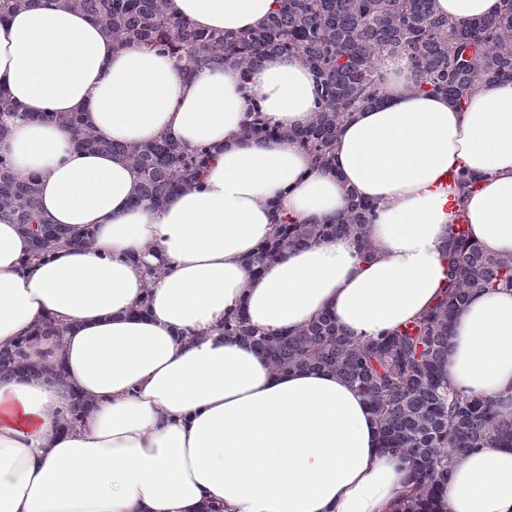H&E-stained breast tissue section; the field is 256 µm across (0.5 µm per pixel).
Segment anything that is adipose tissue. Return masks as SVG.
Listing matches in <instances>:
<instances>
[{
    "mask_svg": "<svg viewBox=\"0 0 512 512\" xmlns=\"http://www.w3.org/2000/svg\"><path fill=\"white\" fill-rule=\"evenodd\" d=\"M283 0H169L198 27L261 28ZM378 106L342 126L328 168L280 140H244L252 106L282 130L306 126L319 97L298 59L250 72H181L165 55L114 46L100 23L36 0L0 22V89L21 111L81 113L125 146L169 134L212 157L200 187L161 205L139 200L122 158L78 148L33 120L0 140L20 176H40L41 213L91 245L31 261L32 243L0 216V346L46 322L32 361L62 376L0 378V512H391L410 464L381 446L361 392L329 370L275 373L251 343L224 335L244 311L262 336L330 313L357 340L394 332L446 286L456 211L487 253L512 255V82L463 104L410 86L407 59L386 61ZM476 179L457 199L450 172ZM370 202L374 251L352 238L309 244L253 275L247 260L278 220L329 222L349 198ZM162 268L146 284L145 266ZM148 307L136 313L144 290ZM447 373L512 413V289L474 291L455 316ZM84 422L64 416L76 396ZM445 512H512V448L459 458Z\"/></svg>",
    "mask_w": 512,
    "mask_h": 512,
    "instance_id": "adipose-tissue-1",
    "label": "adipose tissue"
}]
</instances>
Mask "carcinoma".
Here are the masks:
<instances>
[{"instance_id": "obj_1", "label": "carcinoma", "mask_w": 512, "mask_h": 512, "mask_svg": "<svg viewBox=\"0 0 512 512\" xmlns=\"http://www.w3.org/2000/svg\"><path fill=\"white\" fill-rule=\"evenodd\" d=\"M102 24L112 44L137 45L171 56L190 73L200 66L232 63L249 71L274 55L293 56L308 67L322 88L310 123L298 131L268 124L259 108L244 127L245 139L280 137L305 150L313 166L329 165L337 136L352 113L380 99L381 60L403 57L416 75L415 90L443 94L460 103L483 84L512 81V0H502L496 15L458 25L434 10V0H283L258 30L226 35L203 32L186 17L168 12L167 0H60ZM42 121L72 131L78 147L115 153L139 177L142 198L159 205L172 193L201 183L209 150L188 149L162 135L142 145L114 144L83 125L76 112L47 111ZM27 114L0 92V140ZM476 181L460 171L452 188L465 198ZM372 205L350 196L347 208L327 224L282 220L259 246L250 264L264 263L313 242L354 238L368 255L366 233ZM0 214L30 235L32 259L41 260L74 241L89 245L95 231L70 236L44 222L36 177L21 179L11 160L0 154ZM447 286L441 299L419 319L391 335L355 341L321 314L284 336H259L238 315L220 324L226 336L255 345L272 369H325L342 375L363 393L376 416L383 447L412 465L394 512H443L442 501L456 457L497 441L512 446V414L448 382L446 352L455 314L476 289L512 287V256L492 255L471 239L469 224L457 211L446 247ZM35 337L21 336L0 346V374H62L55 361L32 363ZM90 402L77 397L65 422H82Z\"/></svg>"}]
</instances>
